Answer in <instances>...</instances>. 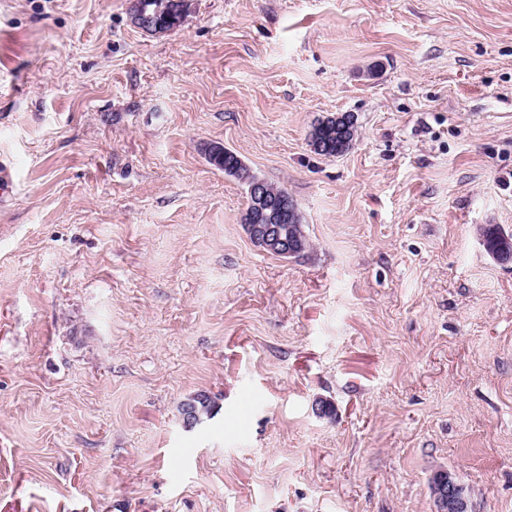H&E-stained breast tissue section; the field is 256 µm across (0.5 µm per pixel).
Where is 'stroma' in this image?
Returning a JSON list of instances; mask_svg holds the SVG:
<instances>
[{
  "label": "stroma",
  "mask_w": 512,
  "mask_h": 512,
  "mask_svg": "<svg viewBox=\"0 0 512 512\" xmlns=\"http://www.w3.org/2000/svg\"><path fill=\"white\" fill-rule=\"evenodd\" d=\"M130 7L0 0V512H435L440 471L512 512V263L479 235L512 234V0ZM212 143L310 255L251 241ZM138 0L132 1L131 6H134L136 8L135 12H133V18L135 21L136 26L148 33H157L161 29H163L161 18L164 16V19L167 21L168 24L180 25L184 22L187 14L190 11V1H180V0H169L171 3L174 4V9L178 13H168L167 6L164 5V7H161L160 5L152 12H148L145 9H141L138 5ZM190 4V7L188 8L187 5ZM176 27H167L160 31V33L170 31ZM338 117L342 119L336 121ZM336 124L345 127L342 133L336 131ZM356 133V120L353 114L342 113L326 117L314 127L311 133V146L319 155L329 157L342 155L351 148ZM208 161L215 168L224 171L225 174L237 177L246 185L257 177L244 166L239 157L230 150L224 149L216 155L209 153Z\"/></svg>",
  "instance_id": "obj_1"
}]
</instances>
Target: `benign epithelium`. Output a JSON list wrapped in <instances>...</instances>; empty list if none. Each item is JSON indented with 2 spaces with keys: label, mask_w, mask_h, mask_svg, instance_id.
I'll list each match as a JSON object with an SVG mask.
<instances>
[{
  "label": "benign epithelium",
  "mask_w": 512,
  "mask_h": 512,
  "mask_svg": "<svg viewBox=\"0 0 512 512\" xmlns=\"http://www.w3.org/2000/svg\"><path fill=\"white\" fill-rule=\"evenodd\" d=\"M174 12H167V7H157L149 12L138 7L134 0L132 6L136 7L133 18L136 26L148 33H157L161 30L162 21L172 25L184 22L190 11V0H171ZM255 213L252 214L253 223L246 225L251 239L269 251L290 255L299 249L296 240L288 237L282 230L281 224L293 212L291 199L283 194L274 196L269 194L267 188L261 183H254L250 187ZM433 492L437 503V512H467V503L446 474L441 473L433 479Z\"/></svg>",
  "instance_id": "7a95c632"
}]
</instances>
